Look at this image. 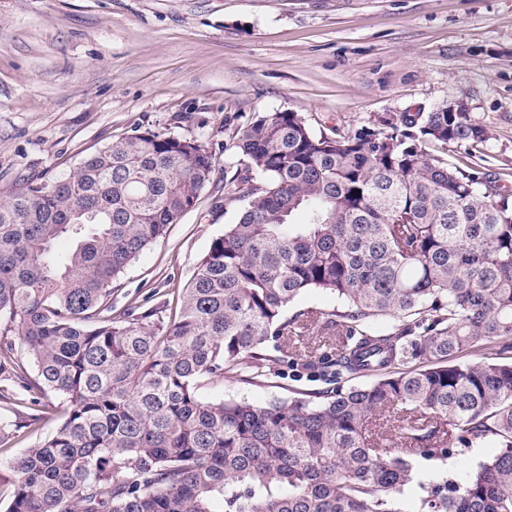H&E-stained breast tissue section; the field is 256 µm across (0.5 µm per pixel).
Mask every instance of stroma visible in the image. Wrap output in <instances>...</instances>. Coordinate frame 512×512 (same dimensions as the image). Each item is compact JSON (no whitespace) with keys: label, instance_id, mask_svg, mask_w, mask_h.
<instances>
[{"label":"stroma","instance_id":"35a3bbf8","mask_svg":"<svg viewBox=\"0 0 512 512\" xmlns=\"http://www.w3.org/2000/svg\"><path fill=\"white\" fill-rule=\"evenodd\" d=\"M460 100L488 138L431 147L512 192V0H0V199L69 172L86 151L146 130L195 139L213 181L196 206L112 284V310L175 302L197 261L244 203L234 136L257 116L296 112L314 134L385 130L405 112ZM336 297L308 291L283 316L324 330ZM321 369L277 354L259 384L235 373L204 399L265 404L326 388ZM495 448L415 458L401 512H426L423 486L462 479Z\"/></svg>","mask_w":512,"mask_h":512}]
</instances>
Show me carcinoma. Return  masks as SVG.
<instances>
[{
	"label": "carcinoma",
	"mask_w": 512,
	"mask_h": 512,
	"mask_svg": "<svg viewBox=\"0 0 512 512\" xmlns=\"http://www.w3.org/2000/svg\"><path fill=\"white\" fill-rule=\"evenodd\" d=\"M486 129L448 102L387 132L314 134L297 112L239 130L238 221L168 303L112 314V283L211 183L207 147L154 131L90 151L67 174L0 201V497L6 512H400L413 459L491 445L461 481L426 488L429 512H512V195L426 151ZM317 290L344 310L340 348L305 365L365 385L259 405L205 400L233 371L261 376ZM390 318L391 330L370 322ZM22 342L18 356L13 337ZM503 357L459 363L484 342ZM31 362L35 374L28 372ZM69 410L34 445L11 442Z\"/></svg>",
	"instance_id": "carcinoma-1"
}]
</instances>
